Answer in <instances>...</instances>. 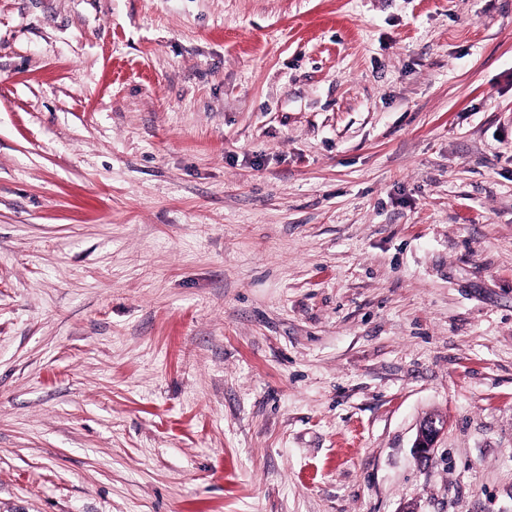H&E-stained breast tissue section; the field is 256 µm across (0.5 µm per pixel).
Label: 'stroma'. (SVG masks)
Here are the masks:
<instances>
[{
    "mask_svg": "<svg viewBox=\"0 0 512 512\" xmlns=\"http://www.w3.org/2000/svg\"><path fill=\"white\" fill-rule=\"evenodd\" d=\"M406 506L512 512V0H0V512ZM446 424L435 418L423 420L417 428V437L414 444L416 453L422 459L432 456L440 434L445 430Z\"/></svg>",
    "mask_w": 512,
    "mask_h": 512,
    "instance_id": "obj_1",
    "label": "stroma"
}]
</instances>
